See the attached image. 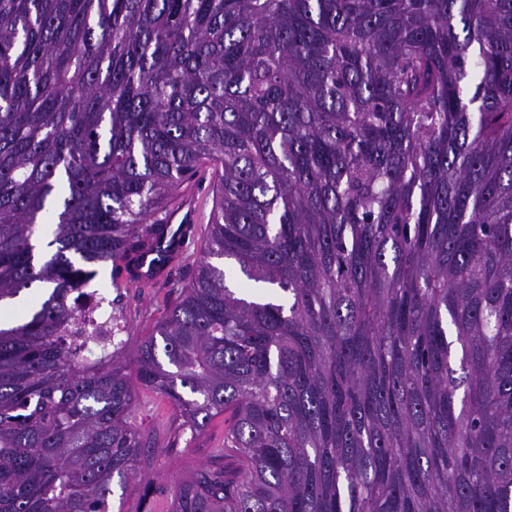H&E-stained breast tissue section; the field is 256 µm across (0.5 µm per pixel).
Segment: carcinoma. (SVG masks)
Wrapping results in <instances>:
<instances>
[{"label":"carcinoma","mask_w":512,"mask_h":512,"mask_svg":"<svg viewBox=\"0 0 512 512\" xmlns=\"http://www.w3.org/2000/svg\"><path fill=\"white\" fill-rule=\"evenodd\" d=\"M195 276L126 360L80 304L200 171ZM0 512H512V0H0ZM134 368L136 380L127 369ZM144 405L137 421L145 433L176 438L171 448L150 468L142 469L122 488L114 485L112 512H169L172 481L184 479L191 470L210 460L211 448L224 443V419L216 420L195 438L189 430L179 433V419L166 401L139 387Z\"/></svg>","instance_id":"cac0c4a2"}]
</instances>
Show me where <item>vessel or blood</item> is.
I'll return each instance as SVG.
<instances>
[{
	"label": "vessel or blood",
	"mask_w": 512,
	"mask_h": 512,
	"mask_svg": "<svg viewBox=\"0 0 512 512\" xmlns=\"http://www.w3.org/2000/svg\"><path fill=\"white\" fill-rule=\"evenodd\" d=\"M200 212L195 197L180 192L171 201L162 217V229L137 255L134 266L135 284L149 285L163 277L180 262L186 243L199 230Z\"/></svg>",
	"instance_id": "b4317fda"
}]
</instances>
